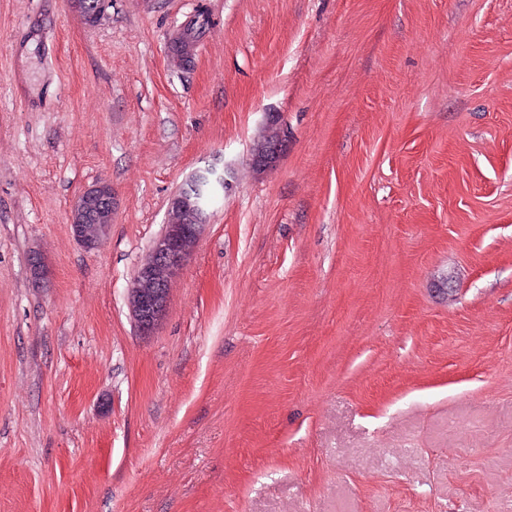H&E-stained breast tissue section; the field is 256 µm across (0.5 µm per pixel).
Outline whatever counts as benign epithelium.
<instances>
[{
	"mask_svg": "<svg viewBox=\"0 0 512 512\" xmlns=\"http://www.w3.org/2000/svg\"><path fill=\"white\" fill-rule=\"evenodd\" d=\"M71 5L83 8L94 20L104 13L107 0H71ZM217 187H224V176L207 168L192 175L171 198L168 212H177L179 219L167 218L165 230L153 241L149 262L137 270L131 288L136 295L131 311L142 333L153 332L165 316L170 280L191 256L205 226V198ZM114 209L111 186L101 184L85 190L70 212L72 237L88 251L98 249L112 224Z\"/></svg>",
	"mask_w": 512,
	"mask_h": 512,
	"instance_id": "benign-epithelium-1",
	"label": "benign epithelium"
}]
</instances>
